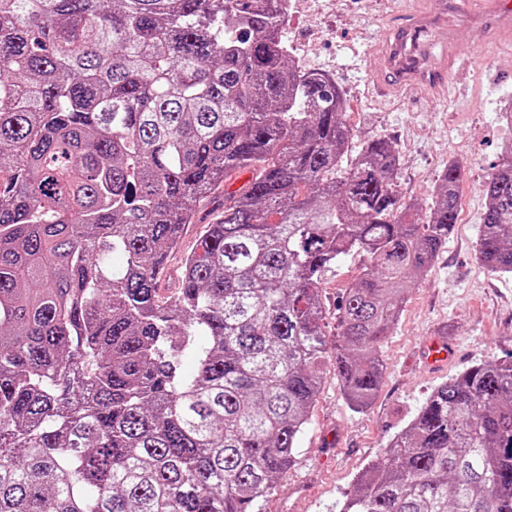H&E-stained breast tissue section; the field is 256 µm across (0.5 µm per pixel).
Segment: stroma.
<instances>
[{"label":"stroma","mask_w":512,"mask_h":512,"mask_svg":"<svg viewBox=\"0 0 512 512\" xmlns=\"http://www.w3.org/2000/svg\"><path fill=\"white\" fill-rule=\"evenodd\" d=\"M284 36L295 60L334 76L346 95L345 120L354 145L372 136L392 139L400 158L404 199L429 208L438 175L448 160H461L458 222L438 261L420 283L409 286L398 325L382 349L385 374L373 404L351 410L334 371H327L296 459L279 479L263 512H339L352 480L405 427L431 390L480 360L512 353V276L487 271L475 256L484 184L512 140L503 117L512 108V43L493 45L477 25L462 24L455 39L469 69V95L461 101L411 90L381 102L370 77L376 58L404 16L397 0H291ZM224 204L216 186L196 206L179 246L165 260L159 286L177 288L187 255ZM367 260L355 253L329 268L320 288L326 333H339L336 303L362 276ZM447 329L456 353L432 369L421 360L425 339Z\"/></svg>","instance_id":"1"}]
</instances>
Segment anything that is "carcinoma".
<instances>
[{"label":"carcinoma","mask_w":512,"mask_h":512,"mask_svg":"<svg viewBox=\"0 0 512 512\" xmlns=\"http://www.w3.org/2000/svg\"><path fill=\"white\" fill-rule=\"evenodd\" d=\"M285 2L0 0V512H259L325 367L377 397L464 168L420 218L393 142L352 151L342 87L292 58ZM501 155L476 257L512 275ZM247 172L162 296L197 201ZM354 253L331 348L319 284ZM339 512H512V354L433 389Z\"/></svg>","instance_id":"cac0c4a2"}]
</instances>
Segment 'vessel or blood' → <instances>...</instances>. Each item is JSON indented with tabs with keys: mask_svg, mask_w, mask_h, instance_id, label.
Here are the masks:
<instances>
[{
	"mask_svg": "<svg viewBox=\"0 0 512 512\" xmlns=\"http://www.w3.org/2000/svg\"><path fill=\"white\" fill-rule=\"evenodd\" d=\"M472 9L469 0H434L433 6L411 10L379 59L371 80L383 92L418 86L438 94L456 81L453 69L459 57L451 41L449 18L475 24L494 40L512 38V0H479ZM454 352L446 335L431 336L421 355L424 363L438 366Z\"/></svg>",
	"mask_w": 512,
	"mask_h": 512,
	"instance_id": "vessel-or-blood-1",
	"label": "vessel or blood"
}]
</instances>
